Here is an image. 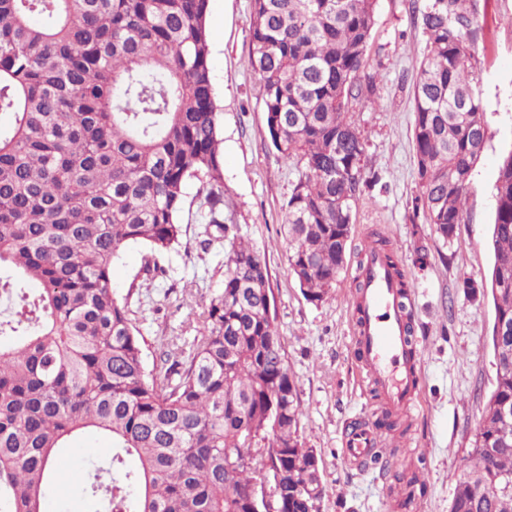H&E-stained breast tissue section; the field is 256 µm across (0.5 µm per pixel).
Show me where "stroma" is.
<instances>
[{
	"mask_svg": "<svg viewBox=\"0 0 512 512\" xmlns=\"http://www.w3.org/2000/svg\"><path fill=\"white\" fill-rule=\"evenodd\" d=\"M410 0H378L367 50L376 105L350 117L367 138V169L378 181L354 210L347 263L329 297L305 299L288 269L285 208L296 171L272 147L261 103V81L250 58V0H209L206 28L214 96L223 128L224 218L237 225L265 260L275 325L296 381L299 434L315 449L324 483L319 512H449L454 486L495 382L491 342L494 307L472 296L464 279L487 276L493 221L492 188L502 151L512 146V0H478L483 37L477 74L487 107L489 139L468 189L465 221L442 240L434 227L413 223L419 192L412 149L411 88L426 51ZM190 181L179 221L182 244L147 267L144 246L127 245L112 267V286L144 339L146 367L158 363L169 338L192 340L195 317L224 284V243L202 246L207 207ZM384 237L405 271L422 351L419 394L399 414L386 464L356 466L343 454L345 435L375 421L380 401L367 385L356 351L355 269L363 238ZM412 503L400 508L404 495Z\"/></svg>",
	"mask_w": 512,
	"mask_h": 512,
	"instance_id": "obj_1",
	"label": "stroma"
}]
</instances>
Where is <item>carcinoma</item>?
Instances as JSON below:
<instances>
[{"label": "carcinoma", "instance_id": "obj_1", "mask_svg": "<svg viewBox=\"0 0 512 512\" xmlns=\"http://www.w3.org/2000/svg\"><path fill=\"white\" fill-rule=\"evenodd\" d=\"M208 0H0V512H40L55 459L95 428L112 481L88 512H253L249 490L284 470L280 512H318L324 486L299 435L300 403L275 326L266 264L224 222L221 126ZM426 40L412 87L419 194L412 219L443 239L464 220L488 138L477 78V0H411ZM376 0H251L253 57L273 148L300 169L286 206L289 271L311 302L344 267L353 210L370 189L367 140L349 119L375 103L364 73ZM206 188L204 233L224 240V285L199 336L147 369L112 288L130 243L180 245L187 182ZM489 277L496 380L449 512H512V146L493 188ZM400 284L405 277L383 237ZM316 484L317 495L307 485Z\"/></svg>", "mask_w": 512, "mask_h": 512}]
</instances>
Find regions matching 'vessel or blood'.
Masks as SVG:
<instances>
[{"label": "vessel or blood", "instance_id": "vessel-or-blood-1", "mask_svg": "<svg viewBox=\"0 0 512 512\" xmlns=\"http://www.w3.org/2000/svg\"><path fill=\"white\" fill-rule=\"evenodd\" d=\"M364 263L357 269L363 284L355 307L357 351L371 386L382 397L384 410L406 408L417 393L423 359L410 330L415 319L382 251L362 242ZM379 447L372 423L351 430L344 441L346 458L360 462Z\"/></svg>", "mask_w": 512, "mask_h": 512}]
</instances>
